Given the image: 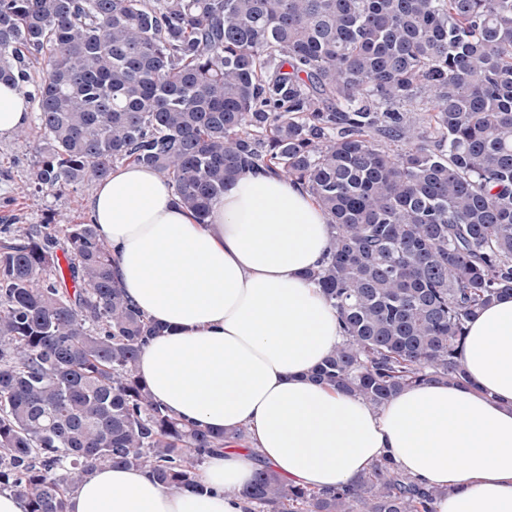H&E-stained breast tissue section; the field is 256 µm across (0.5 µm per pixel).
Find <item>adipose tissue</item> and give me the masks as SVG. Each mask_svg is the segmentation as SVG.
Returning <instances> with one entry per match:
<instances>
[{
    "mask_svg": "<svg viewBox=\"0 0 512 512\" xmlns=\"http://www.w3.org/2000/svg\"><path fill=\"white\" fill-rule=\"evenodd\" d=\"M34 102L0 84V138ZM88 217L128 296L162 335L137 369L173 417L215 432L248 427L251 445L206 457L204 490L172 493L140 467H99L67 512H246L259 465L288 484L334 489L391 457L445 490L437 512H512V296L467 325L469 381L402 390L381 410L315 384L340 340L336 312L306 273L330 245V218L299 184L241 174L198 223L156 169L114 167Z\"/></svg>",
    "mask_w": 512,
    "mask_h": 512,
    "instance_id": "ef3b65f1",
    "label": "adipose tissue"
}]
</instances>
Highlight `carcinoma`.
Masks as SVG:
<instances>
[{
	"instance_id": "carcinoma-1",
	"label": "carcinoma",
	"mask_w": 512,
	"mask_h": 512,
	"mask_svg": "<svg viewBox=\"0 0 512 512\" xmlns=\"http://www.w3.org/2000/svg\"><path fill=\"white\" fill-rule=\"evenodd\" d=\"M16 81L33 87L39 190L141 164L201 221L245 170L310 193L331 240L308 277L342 333L312 381L378 409L468 380L467 323L512 293V0H0V82ZM113 264L86 220L0 228V492L29 512H67L101 465L193 488L248 438L152 399L137 360L160 327ZM246 496L252 512H436L441 493L384 458L333 490L264 467Z\"/></svg>"
}]
</instances>
